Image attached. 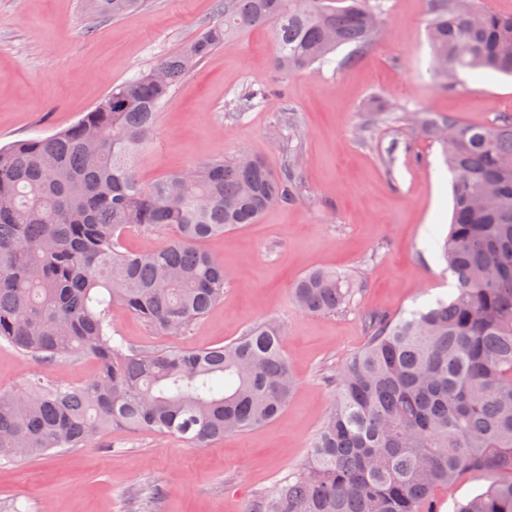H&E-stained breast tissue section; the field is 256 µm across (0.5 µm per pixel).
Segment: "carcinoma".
I'll list each match as a JSON object with an SVG mask.
<instances>
[{
	"label": "carcinoma",
	"mask_w": 512,
	"mask_h": 512,
	"mask_svg": "<svg viewBox=\"0 0 512 512\" xmlns=\"http://www.w3.org/2000/svg\"><path fill=\"white\" fill-rule=\"evenodd\" d=\"M224 0L222 17L147 73L112 89L48 137L0 147V341L40 363L90 354L98 368L76 386L39 380L0 393V459L89 448L110 430H147L206 445L275 420L294 381L274 319L201 349L114 343L120 308L159 335L180 333L224 298L229 273L206 251L213 238L256 224L296 199V160L273 172L260 158H211L151 185L139 166L177 82L226 40L276 25V65L288 75L367 48L379 30L370 0ZM147 0H83L117 18ZM431 72L452 89L460 72L512 76V14L481 0H432ZM378 99L367 134L387 113ZM418 135L439 143L452 174L442 256L448 300L408 315L374 314L366 345L336 372L335 396L304 463L253 512H427L434 492L466 472L487 488L456 512H512V115L466 124L419 110ZM166 236L131 251L135 232ZM352 289L334 272L296 282L304 311L330 315Z\"/></svg>",
	"instance_id": "cac0c4a2"
}]
</instances>
